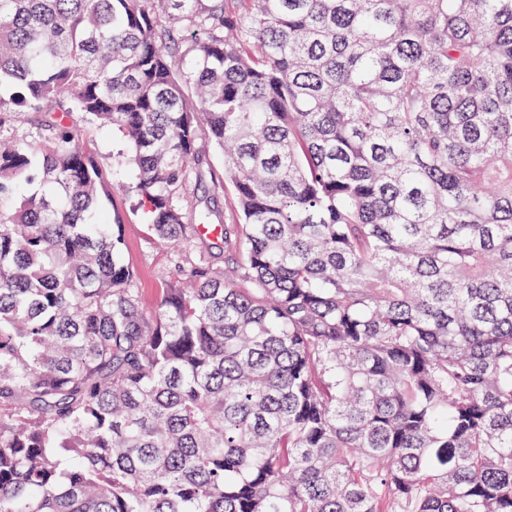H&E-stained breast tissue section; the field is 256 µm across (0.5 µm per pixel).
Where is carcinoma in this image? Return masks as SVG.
<instances>
[{"label": "carcinoma", "instance_id": "1", "mask_svg": "<svg viewBox=\"0 0 512 512\" xmlns=\"http://www.w3.org/2000/svg\"><path fill=\"white\" fill-rule=\"evenodd\" d=\"M22 114L0 512H512V0H0ZM89 149L97 155L99 162L106 168L109 176L112 173V154L120 152L123 148L122 142L115 136L103 135L91 131L87 135ZM111 177V176H110ZM135 204V199L123 193L114 182L110 208L125 222L123 257L136 274L144 307L152 311L165 288L163 278L172 250L142 224L141 211Z\"/></svg>", "mask_w": 512, "mask_h": 512}]
</instances>
